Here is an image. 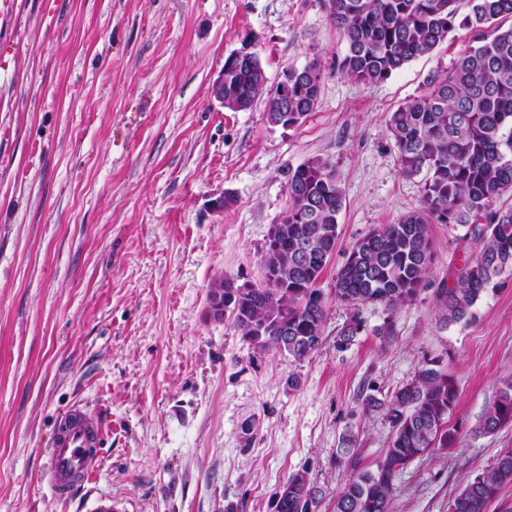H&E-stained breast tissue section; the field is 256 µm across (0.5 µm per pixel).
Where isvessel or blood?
<instances>
[{"label":"vessel or blood","instance_id":"b4317fda","mask_svg":"<svg viewBox=\"0 0 512 512\" xmlns=\"http://www.w3.org/2000/svg\"><path fill=\"white\" fill-rule=\"evenodd\" d=\"M59 426L61 431L46 469L53 494L68 498L98 466L101 430L79 405L71 406L61 415Z\"/></svg>","mask_w":512,"mask_h":512}]
</instances>
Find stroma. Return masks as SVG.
Here are the masks:
<instances>
[{
	"label": "stroma",
	"mask_w": 512,
	"mask_h": 512,
	"mask_svg": "<svg viewBox=\"0 0 512 512\" xmlns=\"http://www.w3.org/2000/svg\"><path fill=\"white\" fill-rule=\"evenodd\" d=\"M468 43L456 30L364 85L341 73L345 44L320 0H0V512H86L100 495L123 512H274L296 473L312 512H334L347 455L374 467L392 434L382 413L362 412V390L393 391L430 361L458 383L457 442L396 475L391 512H449L512 449V426L476 431L512 378V272L469 319L446 323L436 305L473 252L463 228L433 225L426 285L396 314L330 295L352 245L418 205L388 121ZM244 47L273 83L321 63L301 124H268L263 97L242 112L213 98ZM312 160L329 164L344 206L317 282L322 341L296 361L208 318V292L222 275L261 280L288 172ZM354 317L361 331L340 343ZM74 404L101 428L100 462L61 499L44 469Z\"/></svg>",
	"instance_id": "1"
}]
</instances>
